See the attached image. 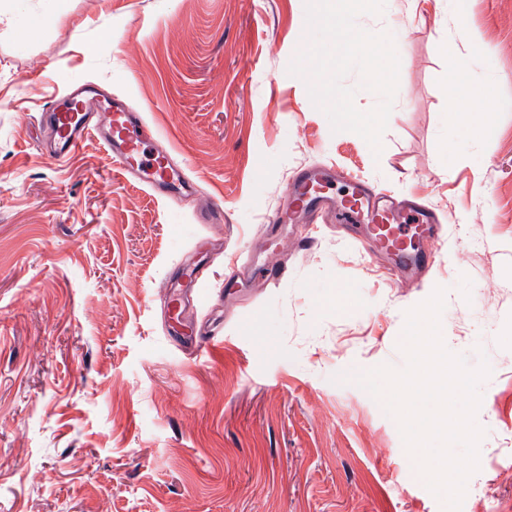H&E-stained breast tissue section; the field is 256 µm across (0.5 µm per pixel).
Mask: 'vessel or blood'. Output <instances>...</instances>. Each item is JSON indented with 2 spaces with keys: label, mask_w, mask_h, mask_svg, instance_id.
Returning a JSON list of instances; mask_svg holds the SVG:
<instances>
[{
  "label": "vessel or blood",
  "mask_w": 512,
  "mask_h": 512,
  "mask_svg": "<svg viewBox=\"0 0 512 512\" xmlns=\"http://www.w3.org/2000/svg\"><path fill=\"white\" fill-rule=\"evenodd\" d=\"M46 112V132L55 158L74 154L86 137L94 134L110 148L124 174L153 193L172 196L190 187V179L177 170L170 157L145 154L144 147L153 134L143 119L100 89L84 84L67 88L65 96L52 100ZM330 183V175L324 172H297L289 187L287 215L271 217L264 233L274 232L287 219L313 222L327 211L335 214L337 223L359 226L371 252L389 256L413 275L427 270L443 242L432 209L414 200H395L359 180L352 181L350 192L338 198L329 193Z\"/></svg>",
  "instance_id": "b4317fda"
}]
</instances>
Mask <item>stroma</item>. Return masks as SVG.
I'll return each instance as SVG.
<instances>
[{
    "instance_id": "stroma-1",
    "label": "stroma",
    "mask_w": 512,
    "mask_h": 512,
    "mask_svg": "<svg viewBox=\"0 0 512 512\" xmlns=\"http://www.w3.org/2000/svg\"><path fill=\"white\" fill-rule=\"evenodd\" d=\"M0 10L15 17L0 29V512H443L384 406L337 380L404 368L405 313L438 287L447 349L491 370L461 512H512V0H468L461 17L448 0H386L358 16L387 26L400 58L377 155L332 132L287 73L308 41L305 0ZM76 81L144 113L194 191L153 195L92 136L72 159L44 155L40 114ZM483 108L492 136L449 122ZM310 166L440 210L427 277L397 278L328 224L304 249L294 228L263 237ZM217 208L223 220L198 223ZM243 256L284 277L225 304ZM198 262L209 277L183 324L218 326L211 354L168 332L163 285Z\"/></svg>"
}]
</instances>
